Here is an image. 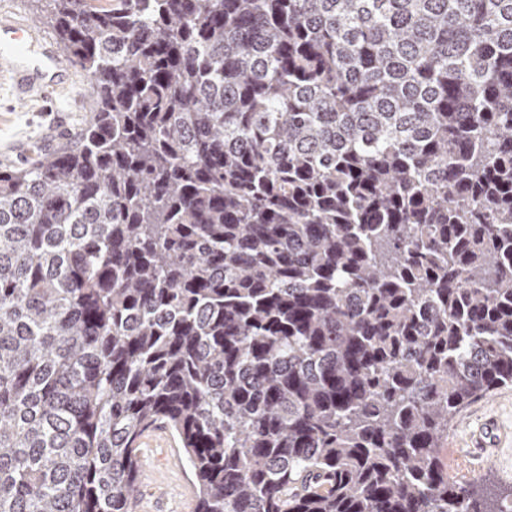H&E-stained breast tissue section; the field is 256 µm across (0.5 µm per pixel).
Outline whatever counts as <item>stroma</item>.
Wrapping results in <instances>:
<instances>
[{
    "label": "stroma",
    "mask_w": 512,
    "mask_h": 512,
    "mask_svg": "<svg viewBox=\"0 0 512 512\" xmlns=\"http://www.w3.org/2000/svg\"><path fill=\"white\" fill-rule=\"evenodd\" d=\"M82 77L72 70L68 84L21 102L0 74V163L22 166L38 152L73 142L86 117ZM492 422L500 436L493 457L479 455V427ZM144 479L132 512H195L196 493L177 438L159 427L141 440ZM441 460L450 480L483 479L490 486L512 485V385L469 402L448 424Z\"/></svg>",
    "instance_id": "1"
}]
</instances>
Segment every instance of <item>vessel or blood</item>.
Returning <instances> with one entry per match:
<instances>
[{
	"mask_svg": "<svg viewBox=\"0 0 512 512\" xmlns=\"http://www.w3.org/2000/svg\"><path fill=\"white\" fill-rule=\"evenodd\" d=\"M30 30L22 25L0 24V65L6 66L18 99L61 83L68 65L53 50L44 48L22 54L17 46L31 41Z\"/></svg>",
	"mask_w": 512,
	"mask_h": 512,
	"instance_id": "b4317fda",
	"label": "vessel or blood"
}]
</instances>
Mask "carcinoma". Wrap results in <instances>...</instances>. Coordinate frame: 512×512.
I'll return each mask as SVG.
<instances>
[{
    "label": "carcinoma",
    "instance_id": "cac0c4a2",
    "mask_svg": "<svg viewBox=\"0 0 512 512\" xmlns=\"http://www.w3.org/2000/svg\"><path fill=\"white\" fill-rule=\"evenodd\" d=\"M93 109L0 165V512H512V0H44ZM494 422L500 440L492 458L475 450L478 428ZM448 478L468 482L482 477L488 486L512 484V385L502 386L490 394L469 402L448 423V442L441 451ZM166 428L157 427L141 440L144 479L131 512H194L196 493L182 448Z\"/></svg>",
    "mask_w": 512,
    "mask_h": 512
}]
</instances>
